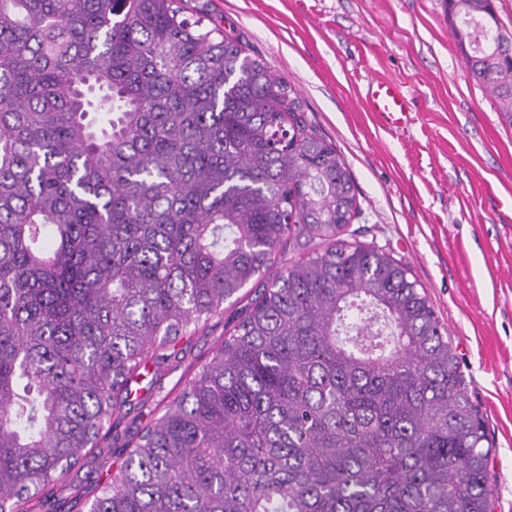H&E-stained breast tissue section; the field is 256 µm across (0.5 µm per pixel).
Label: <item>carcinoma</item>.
<instances>
[{
	"instance_id": "carcinoma-1",
	"label": "carcinoma",
	"mask_w": 512,
	"mask_h": 512,
	"mask_svg": "<svg viewBox=\"0 0 512 512\" xmlns=\"http://www.w3.org/2000/svg\"><path fill=\"white\" fill-rule=\"evenodd\" d=\"M472 77L512 114L492 0ZM182 0H0V512L51 505L176 345L285 268L119 452L89 512H494L491 448L409 269L340 238L298 91ZM311 245L309 248H299L291 244H285L283 251L284 255L282 259H279L276 263L271 265L267 271L265 272L262 281H268L276 279L283 271L286 264H288L289 260H298L300 258L306 257L309 252H311L312 249ZM281 260V262H280Z\"/></svg>"
}]
</instances>
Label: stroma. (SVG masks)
I'll use <instances>...</instances> for the list:
<instances>
[{"label": "stroma", "instance_id": "obj_1", "mask_svg": "<svg viewBox=\"0 0 512 512\" xmlns=\"http://www.w3.org/2000/svg\"><path fill=\"white\" fill-rule=\"evenodd\" d=\"M299 91L314 130L344 158L361 213L347 241L405 263L448 330L492 451L495 512H512V119L470 75L445 0H188ZM402 88L403 130L366 111L369 80ZM231 328L212 320L161 374L147 405L112 425L129 447ZM112 458H84L57 512H87Z\"/></svg>", "mask_w": 512, "mask_h": 512}]
</instances>
